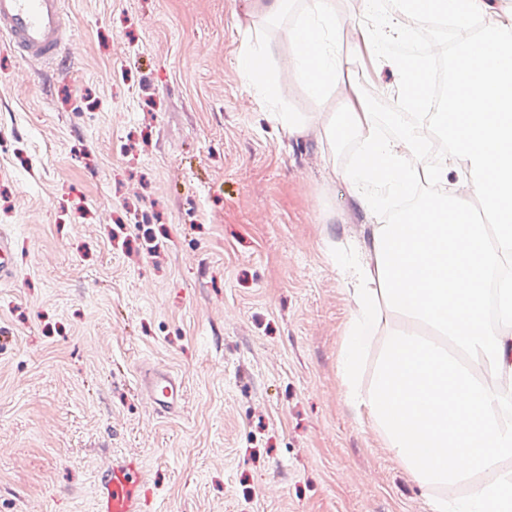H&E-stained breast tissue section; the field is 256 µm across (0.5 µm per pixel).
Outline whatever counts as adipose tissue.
I'll use <instances>...</instances> for the list:
<instances>
[{
  "mask_svg": "<svg viewBox=\"0 0 512 512\" xmlns=\"http://www.w3.org/2000/svg\"><path fill=\"white\" fill-rule=\"evenodd\" d=\"M358 10L365 20L358 37L380 61L413 23L445 18L460 31L439 111L428 95L438 45L397 64V107L433 115L451 142L437 165L422 166L430 144L416 127L385 138L369 113L353 108L355 90L336 51L345 20L334 0H303L287 30L295 48L284 64L314 98L340 95L345 111H282L289 92L274 79L262 39L248 41L236 64L253 100L288 133L311 125L333 146L358 136L360 151L338 176L369 213L419 183L448 181L465 164L468 173L453 181L451 196H424L397 221L374 225L360 256L341 265L361 287L339 366L348 399L419 482L464 483L512 453V277L501 278L497 321H487L484 296L485 283L512 257V18L486 17L483 0H358ZM473 199L493 214V225L475 223ZM387 309L401 321L387 328L375 379L364 389L360 361ZM465 355L485 362L484 377L472 375ZM435 512H512V476L473 487L462 502L438 503Z\"/></svg>",
  "mask_w": 512,
  "mask_h": 512,
  "instance_id": "ef3b65f1",
  "label": "adipose tissue"
}]
</instances>
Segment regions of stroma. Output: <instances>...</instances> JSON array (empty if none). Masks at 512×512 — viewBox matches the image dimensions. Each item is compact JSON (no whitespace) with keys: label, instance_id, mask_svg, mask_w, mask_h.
<instances>
[{"label":"stroma","instance_id":"35a3bbf8","mask_svg":"<svg viewBox=\"0 0 512 512\" xmlns=\"http://www.w3.org/2000/svg\"><path fill=\"white\" fill-rule=\"evenodd\" d=\"M270 0H66L74 55L0 40V512H97L133 458L147 512H433L470 484L414 479L344 394L357 284L336 262L374 221L313 127L288 134L236 68L287 53ZM338 42L378 131L392 64ZM182 380L156 410L146 378ZM15 271L16 260L12 240L0 229V281L12 278Z\"/></svg>","mask_w":512,"mask_h":512}]
</instances>
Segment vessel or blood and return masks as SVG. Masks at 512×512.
Wrapping results in <instances>:
<instances>
[{
  "label": "vessel or blood",
  "mask_w": 512,
  "mask_h": 512,
  "mask_svg": "<svg viewBox=\"0 0 512 512\" xmlns=\"http://www.w3.org/2000/svg\"><path fill=\"white\" fill-rule=\"evenodd\" d=\"M0 37L8 38L21 57L53 61L72 43L65 0H0ZM16 271L11 238L0 230V280ZM148 387L155 405L171 409L181 403L185 390L169 373H154ZM144 490L135 460L113 464L101 479L98 512H143Z\"/></svg>",
  "instance_id": "b4317fda"
}]
</instances>
